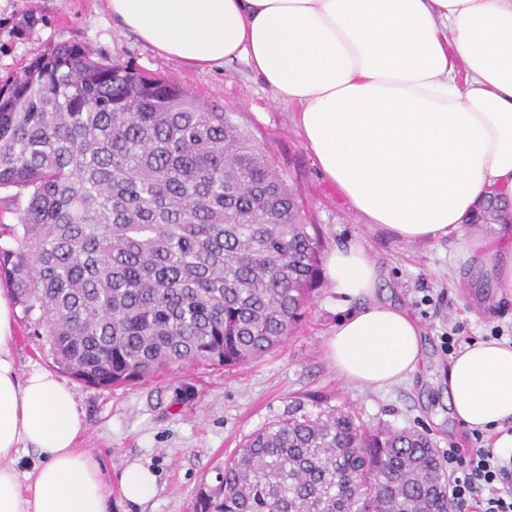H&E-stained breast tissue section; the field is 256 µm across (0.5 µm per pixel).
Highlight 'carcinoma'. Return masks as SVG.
I'll use <instances>...</instances> for the list:
<instances>
[{
	"label": "carcinoma",
	"mask_w": 512,
	"mask_h": 512,
	"mask_svg": "<svg viewBox=\"0 0 512 512\" xmlns=\"http://www.w3.org/2000/svg\"><path fill=\"white\" fill-rule=\"evenodd\" d=\"M0 282L78 381L231 368L276 349L321 280L295 194L224 108L61 43L0 81ZM252 433L194 512H448L424 433L312 399Z\"/></svg>",
	"instance_id": "obj_1"
}]
</instances>
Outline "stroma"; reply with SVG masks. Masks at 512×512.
Returning <instances> with one entry per match:
<instances>
[{
    "instance_id": "35a3bbf8",
    "label": "stroma",
    "mask_w": 512,
    "mask_h": 512,
    "mask_svg": "<svg viewBox=\"0 0 512 512\" xmlns=\"http://www.w3.org/2000/svg\"><path fill=\"white\" fill-rule=\"evenodd\" d=\"M75 42L96 57L129 64L176 81L200 102L220 104L250 131L297 196L323 253L360 243L380 269V300L403 308L419 325L422 361L410 379L381 389L346 382L325 356L338 320L360 310L322 283L305 319L280 347L245 365L173 369L127 386L104 389L71 381L86 430L76 445L100 461L112 512H193L197 490L215 486L225 459L244 440L295 402L311 397L353 411L365 424L415 428L435 448L491 444L448 415L444 339L475 342L499 332L512 337V293L455 267L456 241L405 243L373 231L321 174L295 123V109L239 60L224 67L190 68L158 54L114 20L108 0H0V77L20 72L51 46ZM12 356L19 376L57 366L23 319L15 321ZM156 476V492L141 504L126 501L121 476L131 462Z\"/></svg>"
}]
</instances>
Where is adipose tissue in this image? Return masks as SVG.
Here are the masks:
<instances>
[{
	"instance_id": "adipose-tissue-1",
	"label": "adipose tissue",
	"mask_w": 512,
	"mask_h": 512,
	"mask_svg": "<svg viewBox=\"0 0 512 512\" xmlns=\"http://www.w3.org/2000/svg\"><path fill=\"white\" fill-rule=\"evenodd\" d=\"M159 54L198 68L246 58L296 124L321 173L385 236L458 240L456 266L512 291V240L467 228L512 199V0H108ZM337 294L361 300L327 340L337 372L382 387L416 372L421 330L378 302L380 271L356 243L329 253ZM14 308L0 289V512H109L86 423L52 373L19 378ZM454 417L512 447V344L465 345L448 369ZM36 450L31 470L17 466Z\"/></svg>"
}]
</instances>
